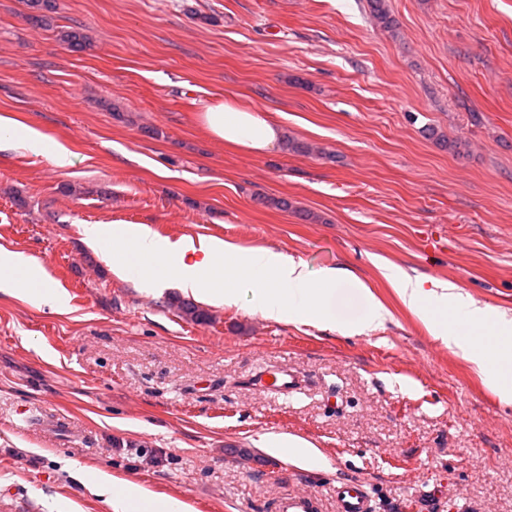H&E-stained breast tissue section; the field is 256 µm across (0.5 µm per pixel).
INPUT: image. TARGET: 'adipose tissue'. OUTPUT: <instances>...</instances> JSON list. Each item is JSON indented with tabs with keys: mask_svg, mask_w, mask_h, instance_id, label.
I'll return each mask as SVG.
<instances>
[{
	"mask_svg": "<svg viewBox=\"0 0 512 512\" xmlns=\"http://www.w3.org/2000/svg\"><path fill=\"white\" fill-rule=\"evenodd\" d=\"M200 124L211 139L252 154L273 151L282 136L279 123L264 110L233 99H216L199 115ZM18 143L34 153H46L59 167L67 166L71 153L58 144L46 147L39 131H17L9 119L0 117V146ZM89 242L101 247L108 262L133 282L156 284L175 279L185 293L205 301L232 305L239 298V284L252 288L260 313L268 319H307L323 328L344 333H365L381 327L388 319L387 308L352 273L342 268L310 272L285 252L272 248L240 251L217 239H163L143 224H90L85 228ZM127 250L117 260L113 244ZM0 274L11 277L18 295L62 307L59 289L44 286L45 274L22 254L0 251ZM384 275L397 288L403 303L420 318L448 349L461 353L497 389L505 402H512V379L504 378L503 364H512V319L480 304L458 286L447 281L425 282L407 275L400 267L388 265ZM111 512H183L175 499L158 501L146 497L134 483L113 481L99 474L95 484Z\"/></svg>",
	"mask_w": 512,
	"mask_h": 512,
	"instance_id": "ef3b65f1",
	"label": "adipose tissue"
}]
</instances>
